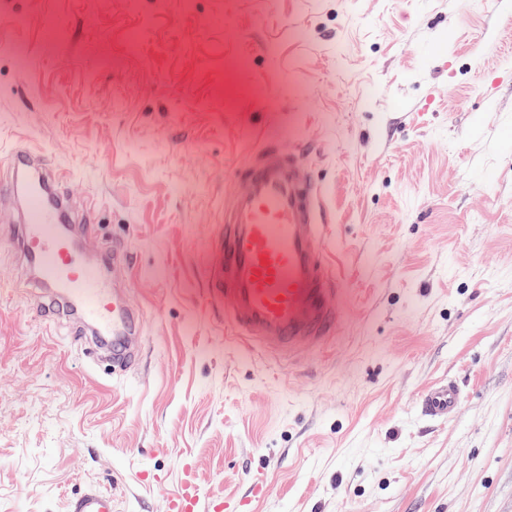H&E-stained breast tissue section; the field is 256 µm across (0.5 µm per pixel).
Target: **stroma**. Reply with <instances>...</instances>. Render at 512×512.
I'll list each match as a JSON object with an SVG mask.
<instances>
[{"mask_svg":"<svg viewBox=\"0 0 512 512\" xmlns=\"http://www.w3.org/2000/svg\"><path fill=\"white\" fill-rule=\"evenodd\" d=\"M0 183L15 146L96 203L131 262L114 375L36 314L0 194V512L200 501L251 512H512V0H0ZM300 150L338 320L296 366L235 342L207 276L231 175ZM462 394L424 416L431 383ZM266 476L249 496L247 473ZM420 404L425 415L451 422L461 404V393L451 382L437 383L423 392ZM68 512H113L112 495L95 489L82 492L67 505Z\"/></svg>","mask_w":512,"mask_h":512,"instance_id":"stroma-1","label":"stroma"}]
</instances>
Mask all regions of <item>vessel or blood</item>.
<instances>
[{
	"mask_svg": "<svg viewBox=\"0 0 512 512\" xmlns=\"http://www.w3.org/2000/svg\"><path fill=\"white\" fill-rule=\"evenodd\" d=\"M8 192L17 196L21 221L10 237L31 265L39 285L65 301L64 313L88 327L91 352L108 357L114 374L137 362L136 322L116 295L115 275L127 265L126 248L112 245V274L80 259L79 228L65 223L68 198L55 194L61 171L44 154L17 148L11 158ZM236 189L225 203L211 268V294L226 300L225 319L237 340L276 355L322 346L337 312L334 280L324 261L328 226L319 188L299 155L273 142L251 150L232 176ZM425 415L453 421L461 393L437 383L420 397ZM68 512H112V497L90 489L74 497Z\"/></svg>",
	"mask_w": 512,
	"mask_h": 512,
	"instance_id": "vessel-or-blood-1",
	"label": "vessel or blood"
}]
</instances>
